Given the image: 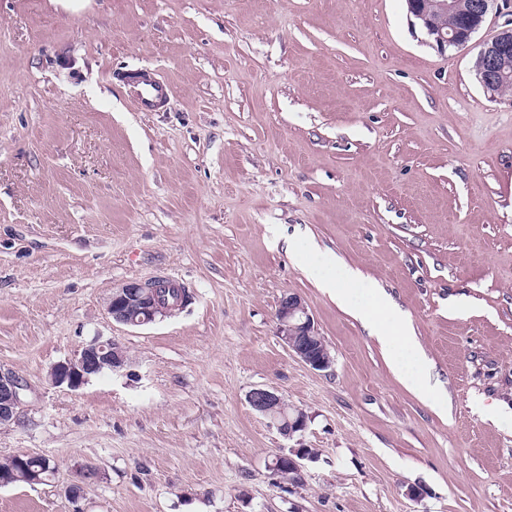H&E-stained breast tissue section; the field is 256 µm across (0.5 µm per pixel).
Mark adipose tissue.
I'll return each mask as SVG.
<instances>
[{
    "label": "adipose tissue",
    "mask_w": 512,
    "mask_h": 512,
    "mask_svg": "<svg viewBox=\"0 0 512 512\" xmlns=\"http://www.w3.org/2000/svg\"><path fill=\"white\" fill-rule=\"evenodd\" d=\"M323 286L338 305L354 307L356 316L368 324L371 335L384 345L391 346L397 340L408 338L407 326L397 321L388 301L378 289L368 288L366 302L356 306L351 300V290L356 286L354 278L328 276L324 278Z\"/></svg>",
    "instance_id": "1"
}]
</instances>
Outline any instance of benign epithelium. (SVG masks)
I'll use <instances>...</instances> for the list:
<instances>
[{"instance_id": "obj_1", "label": "benign epithelium", "mask_w": 512, "mask_h": 512, "mask_svg": "<svg viewBox=\"0 0 512 512\" xmlns=\"http://www.w3.org/2000/svg\"><path fill=\"white\" fill-rule=\"evenodd\" d=\"M496 0H474L472 4V23L463 35H446L428 24L426 11L419 8L417 0H409V13L422 24L426 33L442 51L448 47H458L471 39L478 23L490 11ZM512 52V26L504 28L498 37L480 46L477 53L478 74L482 86H487L498 79L501 74L499 61ZM177 307L158 303L153 282L130 281L112 293L107 304V312L112 320L139 326L154 321L157 317L173 314ZM277 336L295 357L310 368L323 371L333 364L328 349L318 344L320 333L307 305L300 296L290 293L282 298L277 311ZM125 366V355L121 347L113 340H95L82 349L74 359L57 363L51 370L52 383L78 389L97 375L103 368L116 371ZM27 389L19 378L8 373H0V425L17 421L22 404V391ZM247 402L256 413L276 420L283 416L277 424V430L285 438H292L296 433L306 429L307 420L303 411H295L288 416L284 410V399L275 389L256 387L247 395ZM310 448H290L274 454L271 469H277V461L288 457V468L295 474V481H302V461L313 458Z\"/></svg>"}]
</instances>
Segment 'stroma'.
Segmentation results:
<instances>
[{"label":"stroma","mask_w":512,"mask_h":512,"mask_svg":"<svg viewBox=\"0 0 512 512\" xmlns=\"http://www.w3.org/2000/svg\"><path fill=\"white\" fill-rule=\"evenodd\" d=\"M511 22L441 51L406 0H0V372L27 385L0 461L55 463L0 512H512V91L474 74ZM142 68L166 111L136 108ZM329 256L412 348L321 288ZM154 277L192 303L112 321ZM290 293L330 369L279 340ZM98 337L124 367L54 385ZM257 386L306 429L282 437ZM283 448L314 452L301 485L269 468ZM154 281V280H153ZM153 281H130L112 293L107 312L112 320L139 326L179 310L175 306L163 307L157 301ZM247 402L253 411L273 420L284 438L290 439L296 433L306 429L307 420L304 412L295 409L293 416H287L284 410V399L275 389L253 388L247 395ZM279 414L283 417L282 423L276 421Z\"/></svg>","instance_id":"obj_1"}]
</instances>
